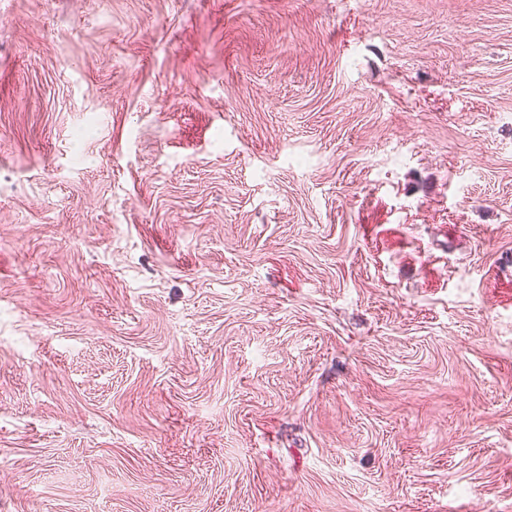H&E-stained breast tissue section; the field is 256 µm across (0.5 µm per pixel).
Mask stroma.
Instances as JSON below:
<instances>
[{
	"label": "stroma",
	"instance_id": "35a3bbf8",
	"mask_svg": "<svg viewBox=\"0 0 512 512\" xmlns=\"http://www.w3.org/2000/svg\"><path fill=\"white\" fill-rule=\"evenodd\" d=\"M0 512H512V0H0Z\"/></svg>",
	"mask_w": 512,
	"mask_h": 512
}]
</instances>
